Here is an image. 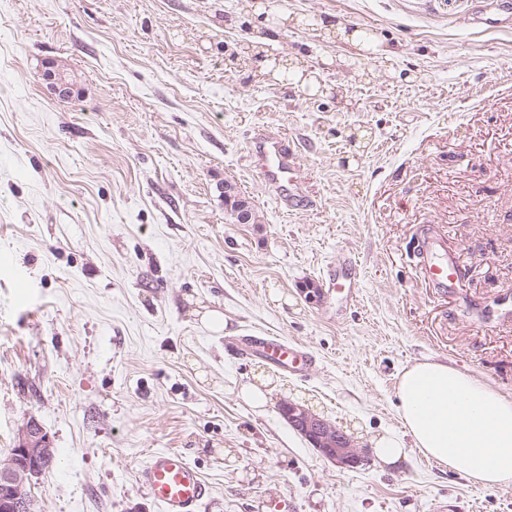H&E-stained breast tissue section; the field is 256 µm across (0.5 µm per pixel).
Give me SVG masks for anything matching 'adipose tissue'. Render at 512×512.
<instances>
[{
    "label": "adipose tissue",
    "mask_w": 512,
    "mask_h": 512,
    "mask_svg": "<svg viewBox=\"0 0 512 512\" xmlns=\"http://www.w3.org/2000/svg\"><path fill=\"white\" fill-rule=\"evenodd\" d=\"M395 394L426 460L485 488L512 486V395L429 358L403 370Z\"/></svg>",
    "instance_id": "obj_1"
}]
</instances>
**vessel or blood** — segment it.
Returning a JSON list of instances; mask_svg holds the SVG:
<instances>
[{"label":"vessel or blood","instance_id":"b4317fda","mask_svg":"<svg viewBox=\"0 0 512 512\" xmlns=\"http://www.w3.org/2000/svg\"><path fill=\"white\" fill-rule=\"evenodd\" d=\"M254 164L273 188L280 205L292 207L304 198L301 164L287 152L281 137L273 132L260 134L252 150ZM418 264L434 294L443 296L458 288L461 265L448 254L444 239L425 234L419 244ZM262 347L278 367L301 369L307 364L305 353L279 339H269ZM161 512H200L211 495V488L183 452L173 449L154 451L137 474Z\"/></svg>","mask_w":512,"mask_h":512}]
</instances>
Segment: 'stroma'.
Returning <instances> with one entry per match:
<instances>
[{
  "label": "stroma",
  "instance_id": "35a3bbf8",
  "mask_svg": "<svg viewBox=\"0 0 512 512\" xmlns=\"http://www.w3.org/2000/svg\"><path fill=\"white\" fill-rule=\"evenodd\" d=\"M499 2L0 0V457L39 420V512H160L136 474L161 448L211 485L202 512H512V486L412 449L340 468L279 412L303 403L371 449L402 433L415 361L512 394V25L480 23ZM249 41L322 91L266 77ZM261 130L298 150L305 209L256 172ZM228 183L257 223H234ZM426 227L463 263L445 298L417 266ZM269 336L306 367L258 355ZM258 381L261 409L239 396Z\"/></svg>",
  "mask_w": 512,
  "mask_h": 512
}]
</instances>
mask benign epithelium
<instances>
[{
  "instance_id": "1",
  "label": "benign epithelium",
  "mask_w": 512,
  "mask_h": 512,
  "mask_svg": "<svg viewBox=\"0 0 512 512\" xmlns=\"http://www.w3.org/2000/svg\"><path fill=\"white\" fill-rule=\"evenodd\" d=\"M51 90L61 96L71 94L72 83L60 68L45 72ZM232 187L224 185V200L236 224H250L253 212L247 202L232 199ZM280 412L288 423L304 436L314 448L341 468L355 469L364 462L365 450L355 445L352 437L309 408L288 400ZM54 458V448L42 425L28 419L20 430L18 442L6 458H0V486L9 491V497L0 502V512H37L32 481L37 476L38 463Z\"/></svg>"
}]
</instances>
